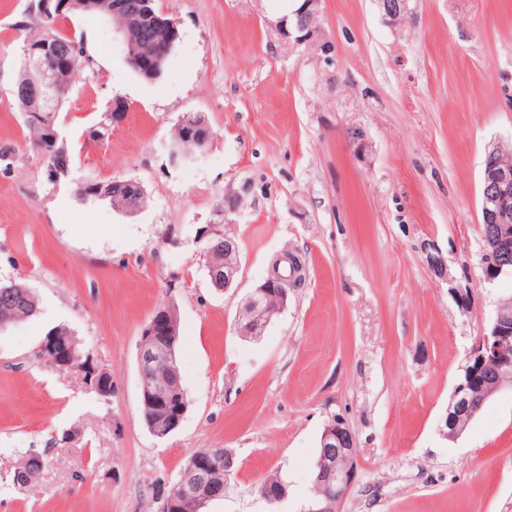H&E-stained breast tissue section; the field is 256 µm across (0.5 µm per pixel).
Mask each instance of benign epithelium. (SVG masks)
<instances>
[{"instance_id": "1", "label": "benign epithelium", "mask_w": 512, "mask_h": 512, "mask_svg": "<svg viewBox=\"0 0 512 512\" xmlns=\"http://www.w3.org/2000/svg\"><path fill=\"white\" fill-rule=\"evenodd\" d=\"M384 17L392 24L398 23L407 12V0H378ZM125 21L134 19L154 20L161 32L155 51L133 57V63L141 73H155L178 38L175 20L154 16L152 0H103L93 3ZM321 0H302L294 11L296 41L313 42L316 28L313 26L319 14ZM75 8L74 0H30L29 12L43 19L61 17ZM50 50V43L28 45L32 67L21 78L24 87L15 97L17 107L28 121H36L41 111L40 101L46 99L61 108L73 80L45 79L41 65L42 54ZM481 210L482 236L485 243L484 278L496 280L512 264V169L506 167L487 171L482 179ZM289 284L274 271L246 299L237 319V332L245 337L259 336L270 322L288 304ZM168 307L159 310V316L142 332L139 343V369L141 379V405H148L164 412L165 423L150 426V432L158 439L166 438L178 428L186 411V398L179 378L162 385L146 383L149 368L169 369L173 365L174 341L172 331L162 319ZM45 359L53 364L69 366L82 358L79 340L61 347L53 341L44 345ZM512 388V310L498 309L488 328L483 331L476 347L467 358L463 373L448 400L442 431L450 440L458 438L481 411L483 406L500 390ZM324 467L318 471L315 483L322 499L310 512H329L347 497L357 476V452L353 436L343 420H333L323 431L320 441ZM205 476L199 479L180 478L176 483L179 495L201 507L222 494L229 480L230 469L216 465L204 466Z\"/></svg>"}]
</instances>
